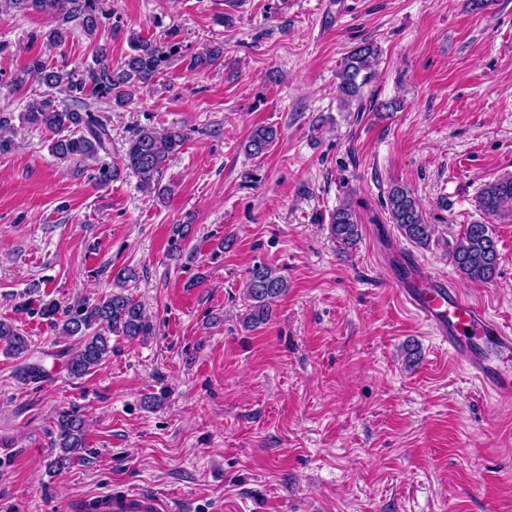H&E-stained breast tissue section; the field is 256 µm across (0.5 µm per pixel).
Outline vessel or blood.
Masks as SVG:
<instances>
[{"mask_svg":"<svg viewBox=\"0 0 512 512\" xmlns=\"http://www.w3.org/2000/svg\"><path fill=\"white\" fill-rule=\"evenodd\" d=\"M399 293L411 309L430 324L448 345L451 355L493 391L500 402H512V373L501 370L491 353H512V332L488 316L486 310L465 299L452 284L420 271L416 281L401 285ZM97 512H169L159 497L134 491H103L93 498Z\"/></svg>","mask_w":512,"mask_h":512,"instance_id":"b4317fda","label":"vessel or blood"}]
</instances>
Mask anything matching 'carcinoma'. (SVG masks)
Instances as JSON below:
<instances>
[{"label":"carcinoma","mask_w":512,"mask_h":512,"mask_svg":"<svg viewBox=\"0 0 512 512\" xmlns=\"http://www.w3.org/2000/svg\"><path fill=\"white\" fill-rule=\"evenodd\" d=\"M108 0H0V9L27 13L34 11L56 22L49 30L48 41L62 45L68 36L67 25L78 22L84 33L94 39L101 18L107 14ZM170 40L157 42L141 37L132 39L131 52L113 65L106 47L96 48L93 64L82 71L55 66L41 55L32 56L25 67L11 79L23 88L28 79H35L49 88H64L79 101L86 96L106 99L117 105L129 103L137 92L169 67L170 59L180 54L176 34ZM224 47L212 45L191 59L195 67H213L223 62ZM379 50L372 42H364L351 50L342 61L337 93L345 106L357 104L356 111H365L363 89L368 86L378 66ZM20 120L39 126L52 134L51 151L62 158L96 159L109 151L111 134L98 115L80 108L60 109L48 94L29 100ZM187 139L184 130L171 127L162 132L153 127H139L128 140L122 164L101 161L93 169V179L100 186H109L121 179L123 171L134 172L141 186L159 196L168 192L162 175L168 162L179 153ZM277 140V130L258 126L248 136L245 152L253 157L267 154ZM478 208L488 216L512 213V178L497 179L486 184L478 200ZM389 223L404 238L427 246L434 226L427 223L412 192L394 185L384 200ZM330 234L341 248H354L361 237V225L355 207L348 200L339 204L329 217ZM452 262L466 278L488 283L498 274L501 254L498 241L488 224L464 225L452 251ZM289 283L281 271L269 264L258 263L247 272L246 307L243 324L257 328L272 316V305L288 292ZM38 314L63 336L76 337L78 342L59 352L65 359L70 376L81 379L106 362L112 355V337L126 339L154 335V326L144 308L129 295L119 291L90 301L77 300L63 305L54 299L41 303ZM29 340L14 323L0 318V349L17 357L28 351ZM54 447L58 451L48 469L60 470L74 460L82 459L86 448L87 421L79 410L70 408L56 416Z\"/></svg>","instance_id":"carcinoma-1"}]
</instances>
